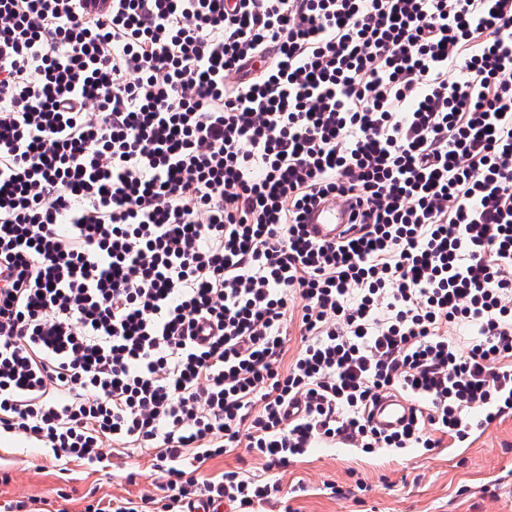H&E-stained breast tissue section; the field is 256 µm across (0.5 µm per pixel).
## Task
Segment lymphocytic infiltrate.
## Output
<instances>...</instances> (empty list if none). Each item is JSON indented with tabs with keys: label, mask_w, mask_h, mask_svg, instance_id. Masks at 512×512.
<instances>
[{
	"label": "lymphocytic infiltrate",
	"mask_w": 512,
	"mask_h": 512,
	"mask_svg": "<svg viewBox=\"0 0 512 512\" xmlns=\"http://www.w3.org/2000/svg\"><path fill=\"white\" fill-rule=\"evenodd\" d=\"M509 414L512 0H0V433L152 451L161 496L93 512H254L279 482L200 468ZM350 208L344 201L331 200L314 208L307 216L309 230L318 239H333L349 224ZM414 405L398 394L382 397L373 410V423L383 430L396 429L404 425Z\"/></svg>",
	"instance_id": "f902f5d3"
}]
</instances>
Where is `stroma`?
<instances>
[{"label":"stroma","mask_w":512,"mask_h":512,"mask_svg":"<svg viewBox=\"0 0 512 512\" xmlns=\"http://www.w3.org/2000/svg\"><path fill=\"white\" fill-rule=\"evenodd\" d=\"M111 465L93 470L75 462L55 467L38 445L20 436L0 438V501L37 499L49 512H84L85 494L137 497L154 492L152 453L112 451ZM282 487L302 484L294 512H512V417L476 433L462 448L412 450L401 457L322 446L277 470ZM363 490H356V482ZM72 500L62 503L58 491Z\"/></svg>","instance_id":"1"}]
</instances>
